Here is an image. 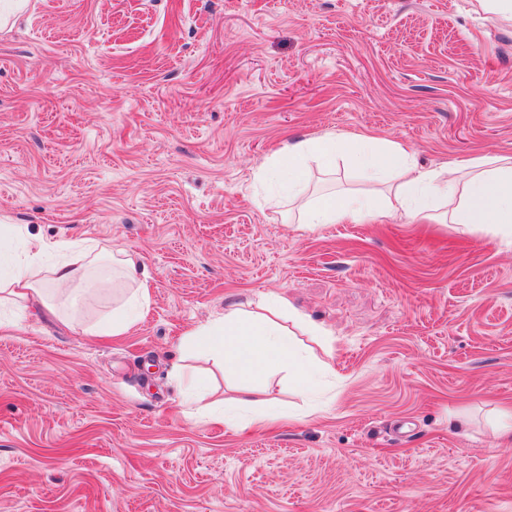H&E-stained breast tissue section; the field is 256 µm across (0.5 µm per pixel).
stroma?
Segmentation results:
<instances>
[{
  "label": "stroma",
  "mask_w": 512,
  "mask_h": 512,
  "mask_svg": "<svg viewBox=\"0 0 512 512\" xmlns=\"http://www.w3.org/2000/svg\"><path fill=\"white\" fill-rule=\"evenodd\" d=\"M369 133L512 156V23L474 0H28L0 31V215L138 253L148 315L0 330V512H512V244L450 224L300 233L258 167ZM309 188L368 193L348 160ZM277 296L325 332L314 401L183 333ZM249 390L282 418L188 414ZM469 409L471 425L455 418ZM491 432L499 438L512 442V404L496 408Z\"/></svg>",
  "instance_id": "1"
}]
</instances>
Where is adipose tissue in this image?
I'll return each mask as SVG.
<instances>
[{"instance_id":"1","label":"adipose tissue","mask_w":512,"mask_h":512,"mask_svg":"<svg viewBox=\"0 0 512 512\" xmlns=\"http://www.w3.org/2000/svg\"><path fill=\"white\" fill-rule=\"evenodd\" d=\"M353 143L361 147L356 163L382 184V191L369 196L350 192L304 196L307 162L332 169L337 157ZM257 176L275 180L287 192L288 212L300 230L403 218L411 223L448 222L471 233L512 242V156L425 169L397 142L365 134L326 133L288 144ZM13 230L23 248L0 272V306L44 311L63 317L84 335H98V327L81 326L76 314L61 313L58 290L80 277L88 286H101L106 278L97 269L108 265L118 270L125 283L123 299L112 311L110 334L127 332L148 308L149 280L136 254L93 240L47 239L21 224ZM320 335L314 323L275 298L254 309L227 307L223 317L190 329L185 343L223 354L225 375L255 379L283 372L294 380L298 393L308 395L333 369L331 359L318 357L308 345Z\"/></svg>"}]
</instances>
